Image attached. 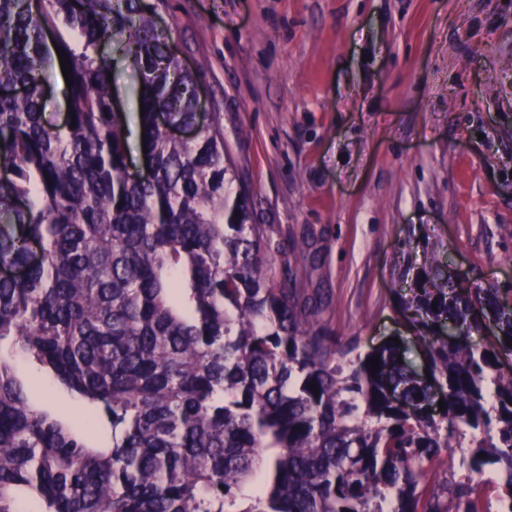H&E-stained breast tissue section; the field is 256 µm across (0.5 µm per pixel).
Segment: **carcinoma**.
<instances>
[{"instance_id": "cac0c4a2", "label": "carcinoma", "mask_w": 512, "mask_h": 512, "mask_svg": "<svg viewBox=\"0 0 512 512\" xmlns=\"http://www.w3.org/2000/svg\"><path fill=\"white\" fill-rule=\"evenodd\" d=\"M154 14L144 0H0V89L25 88L0 94V268L17 269L0 277V512L23 498L41 512H482L469 477L487 468L512 512V286L417 281L404 311L430 383L393 343L341 344L319 289L273 270L287 251L231 191L223 130ZM59 21L80 53L48 41ZM103 42L140 74L136 178ZM58 49L76 126L53 130L40 100ZM160 112L196 138L170 135ZM487 319L501 333L477 346ZM18 361L87 416L36 405ZM465 439L459 479L441 456Z\"/></svg>"}]
</instances>
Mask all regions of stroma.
I'll return each instance as SVG.
<instances>
[{
	"mask_svg": "<svg viewBox=\"0 0 512 512\" xmlns=\"http://www.w3.org/2000/svg\"><path fill=\"white\" fill-rule=\"evenodd\" d=\"M156 22L219 117L252 223L329 299L341 342L396 338L425 372L402 311L425 253L467 287L512 285V0H164ZM107 57L137 167L139 75Z\"/></svg>",
	"mask_w": 512,
	"mask_h": 512,
	"instance_id": "35a3bbf8",
	"label": "stroma"
}]
</instances>
